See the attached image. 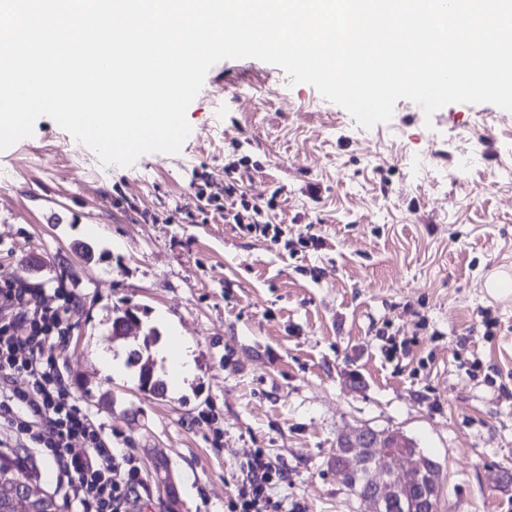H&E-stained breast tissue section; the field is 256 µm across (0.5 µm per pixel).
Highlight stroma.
<instances>
[{
    "instance_id": "1",
    "label": "stroma",
    "mask_w": 512,
    "mask_h": 512,
    "mask_svg": "<svg viewBox=\"0 0 512 512\" xmlns=\"http://www.w3.org/2000/svg\"><path fill=\"white\" fill-rule=\"evenodd\" d=\"M203 87L173 155L106 167L45 116L0 152V283L76 295L55 354L78 405L138 460L137 512H229L258 454L283 475L276 512H362L328 465L360 426L439 463V512H512V302L481 286L512 261V112L428 117L401 99L366 129L253 58L218 62ZM235 176L279 238L224 222ZM127 306L190 344L192 379L156 397L132 369L106 371Z\"/></svg>"
}]
</instances>
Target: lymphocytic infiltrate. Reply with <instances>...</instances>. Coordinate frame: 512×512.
Instances as JSON below:
<instances>
[{"label":"lymphocytic infiltrate","instance_id":"1","mask_svg":"<svg viewBox=\"0 0 512 512\" xmlns=\"http://www.w3.org/2000/svg\"><path fill=\"white\" fill-rule=\"evenodd\" d=\"M72 293L61 301L14 283L0 284V419L22 451L54 469L64 505L82 512H129L141 485L133 456H116L101 429L77 404L57 369L54 348L66 340ZM273 470L263 457L249 466L238 512H262Z\"/></svg>","mask_w":512,"mask_h":512}]
</instances>
